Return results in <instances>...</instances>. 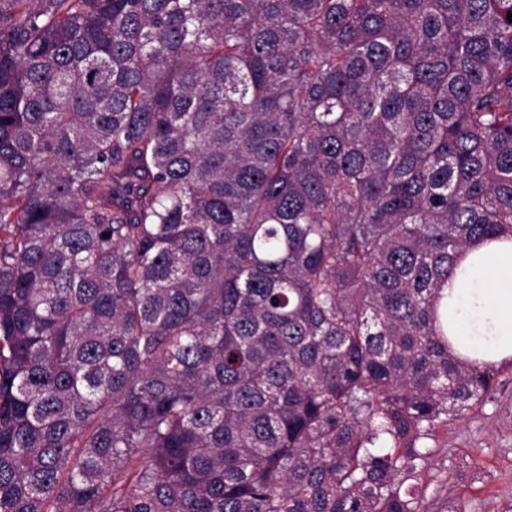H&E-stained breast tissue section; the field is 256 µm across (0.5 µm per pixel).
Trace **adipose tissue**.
Returning <instances> with one entry per match:
<instances>
[{
	"mask_svg": "<svg viewBox=\"0 0 512 512\" xmlns=\"http://www.w3.org/2000/svg\"><path fill=\"white\" fill-rule=\"evenodd\" d=\"M441 320L454 355L476 366L512 361V238L463 253L441 290Z\"/></svg>",
	"mask_w": 512,
	"mask_h": 512,
	"instance_id": "1",
	"label": "adipose tissue"
}]
</instances>
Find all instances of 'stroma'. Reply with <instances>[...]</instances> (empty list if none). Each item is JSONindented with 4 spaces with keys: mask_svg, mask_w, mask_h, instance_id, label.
I'll use <instances>...</instances> for the list:
<instances>
[{
    "mask_svg": "<svg viewBox=\"0 0 512 512\" xmlns=\"http://www.w3.org/2000/svg\"><path fill=\"white\" fill-rule=\"evenodd\" d=\"M423 478L430 512H512V363L484 403L437 430Z\"/></svg>",
    "mask_w": 512,
    "mask_h": 512,
    "instance_id": "35a3bbf8",
    "label": "stroma"
}]
</instances>
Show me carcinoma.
<instances>
[{"mask_svg": "<svg viewBox=\"0 0 512 512\" xmlns=\"http://www.w3.org/2000/svg\"><path fill=\"white\" fill-rule=\"evenodd\" d=\"M512 0H0V512H428L512 236Z\"/></svg>", "mask_w": 512, "mask_h": 512, "instance_id": "obj_1", "label": "carcinoma"}]
</instances>
